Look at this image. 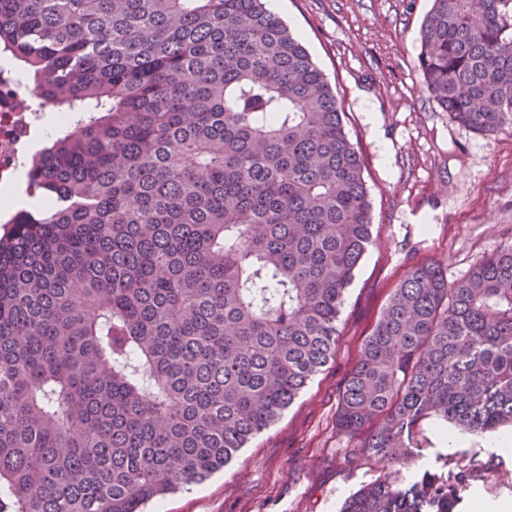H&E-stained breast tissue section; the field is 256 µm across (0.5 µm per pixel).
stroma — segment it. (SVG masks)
I'll return each instance as SVG.
<instances>
[{
  "instance_id": "stroma-1",
  "label": "stroma",
  "mask_w": 512,
  "mask_h": 512,
  "mask_svg": "<svg viewBox=\"0 0 512 512\" xmlns=\"http://www.w3.org/2000/svg\"><path fill=\"white\" fill-rule=\"evenodd\" d=\"M324 71L365 164L373 243L343 305L336 356L268 429L201 484L153 500L146 512H340L383 475L348 465L338 396L393 288L412 266L440 264L463 279L482 255L512 246V129L458 125L423 89L420 28L431 0H267ZM424 423L417 471L464 457L512 470L493 434Z\"/></svg>"
}]
</instances>
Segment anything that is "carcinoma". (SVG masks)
I'll use <instances>...</instances> for the list:
<instances>
[{
    "mask_svg": "<svg viewBox=\"0 0 512 512\" xmlns=\"http://www.w3.org/2000/svg\"><path fill=\"white\" fill-rule=\"evenodd\" d=\"M0 56L76 117L29 160L47 209L0 234V512H143L206 480L334 357L373 241L326 75L266 0H0ZM424 89L512 128V0H432ZM512 426V247L450 284L410 268L337 427L383 479L343 512H455L475 476L407 475L418 427Z\"/></svg>",
    "mask_w": 512,
    "mask_h": 512,
    "instance_id": "1",
    "label": "carcinoma"
}]
</instances>
